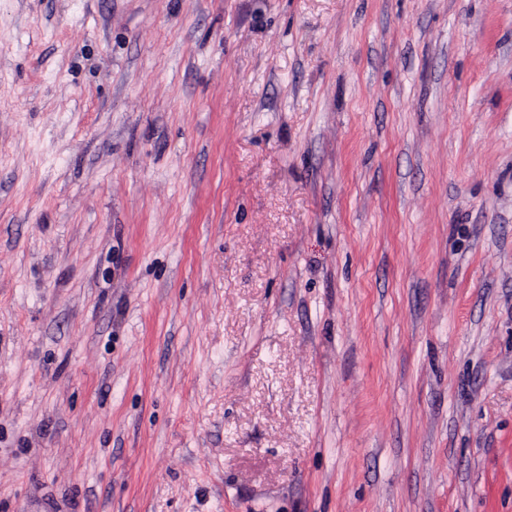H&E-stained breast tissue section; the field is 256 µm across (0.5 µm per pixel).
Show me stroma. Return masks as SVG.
<instances>
[{"label":"stroma","instance_id":"stroma-1","mask_svg":"<svg viewBox=\"0 0 512 512\" xmlns=\"http://www.w3.org/2000/svg\"><path fill=\"white\" fill-rule=\"evenodd\" d=\"M0 512H512V0H0Z\"/></svg>","mask_w":512,"mask_h":512}]
</instances>
